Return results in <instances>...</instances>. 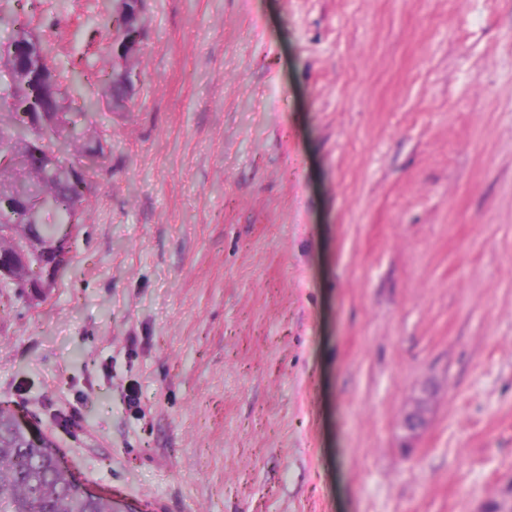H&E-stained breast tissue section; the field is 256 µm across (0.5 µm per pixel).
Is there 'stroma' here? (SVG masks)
Instances as JSON below:
<instances>
[{"mask_svg": "<svg viewBox=\"0 0 512 512\" xmlns=\"http://www.w3.org/2000/svg\"><path fill=\"white\" fill-rule=\"evenodd\" d=\"M115 3L38 0L133 88L0 405L135 512H512V0ZM124 0H118L119 7L116 14L118 18L117 23L112 26V16L103 19V27L106 29L112 28V41L113 46L116 47V52L120 57L128 58L134 55L140 48L144 37V30L135 24L134 19L128 18L127 22L124 19L121 3Z\"/></svg>", "mask_w": 512, "mask_h": 512, "instance_id": "1", "label": "stroma"}]
</instances>
